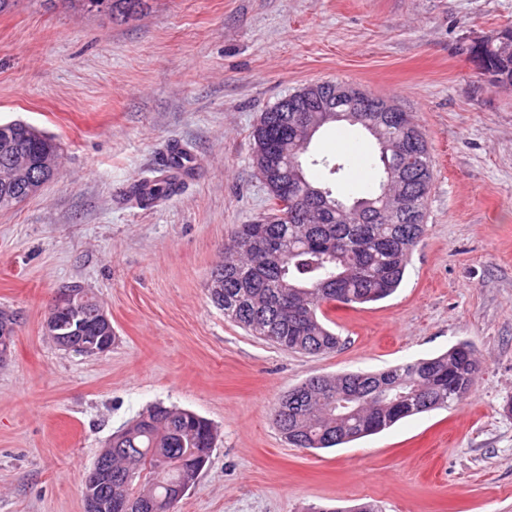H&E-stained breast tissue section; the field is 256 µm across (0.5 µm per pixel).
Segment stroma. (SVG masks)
<instances>
[{
	"instance_id": "1",
	"label": "stroma",
	"mask_w": 512,
	"mask_h": 512,
	"mask_svg": "<svg viewBox=\"0 0 512 512\" xmlns=\"http://www.w3.org/2000/svg\"><path fill=\"white\" fill-rule=\"evenodd\" d=\"M512 26V0H143L115 18L40 0L0 13V123L62 146L57 175L0 210V309L19 324L0 365V512H85L82 488L113 433L154 404L217 437L175 512H512V86L470 58ZM356 86L412 113L434 177L427 231L398 290L332 313L342 346L286 351L225 320L208 281L231 233L267 209L254 125L305 85ZM376 156L333 122L313 156ZM193 157L148 207L134 180L170 145ZM96 295L105 354L44 334L59 289ZM469 343L481 363L453 409L337 448L289 446L279 396L315 375L379 371Z\"/></svg>"
}]
</instances>
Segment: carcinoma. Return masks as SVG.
Segmentation results:
<instances>
[{"label": "carcinoma", "instance_id": "obj_1", "mask_svg": "<svg viewBox=\"0 0 512 512\" xmlns=\"http://www.w3.org/2000/svg\"><path fill=\"white\" fill-rule=\"evenodd\" d=\"M89 13L132 12L142 0H44ZM483 63L497 85H512V43L484 41ZM307 94L303 87L262 113L255 143L272 144L285 131L291 113L284 105ZM415 132L408 153L397 160L400 178L415 199V211L386 220L360 215L345 219L350 205L333 189L309 180L303 166L265 168L270 208L237 226L228 249L238 255L211 273V303L224 318L283 350L319 355L335 351L341 340L324 306L364 305L391 296L401 284L410 256L426 232L425 204L433 166L424 134L409 112L383 113L390 139L404 125ZM57 140L22 121L0 124V209L37 195L43 188L32 171L57 169ZM135 192L140 206L169 195L168 176L144 177ZM258 244L251 251L245 240ZM480 372L473 348L458 344L430 359L406 362L379 373L318 375L284 393L272 420L294 448H332L382 432L406 417L459 404ZM215 441L212 424L186 411L154 406L112 436V466L99 473L95 512H174L178 489L193 486Z\"/></svg>", "mask_w": 512, "mask_h": 512}]
</instances>
